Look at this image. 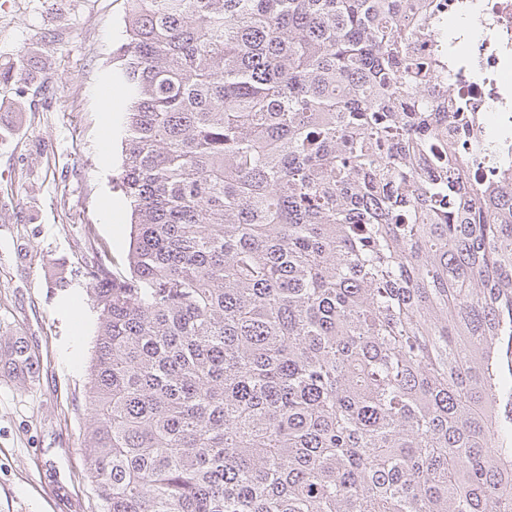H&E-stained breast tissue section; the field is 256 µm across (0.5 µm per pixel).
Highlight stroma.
<instances>
[{
    "instance_id": "obj_1",
    "label": "stroma",
    "mask_w": 512,
    "mask_h": 512,
    "mask_svg": "<svg viewBox=\"0 0 512 512\" xmlns=\"http://www.w3.org/2000/svg\"><path fill=\"white\" fill-rule=\"evenodd\" d=\"M125 16L126 0H0V336L39 358L31 383L0 380V512H102L85 477L97 314L82 274L91 230L128 270Z\"/></svg>"
}]
</instances>
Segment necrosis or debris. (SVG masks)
<instances>
[{
	"mask_svg": "<svg viewBox=\"0 0 512 512\" xmlns=\"http://www.w3.org/2000/svg\"><path fill=\"white\" fill-rule=\"evenodd\" d=\"M446 49L456 66L434 91L460 97L479 136L512 151V0H443Z\"/></svg>",
	"mask_w": 512,
	"mask_h": 512,
	"instance_id": "obj_1",
	"label": "necrosis or debris"
}]
</instances>
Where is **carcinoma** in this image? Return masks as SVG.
I'll list each match as a JSON object with an SVG mask.
<instances>
[{
    "label": "carcinoma",
    "mask_w": 512,
    "mask_h": 512,
    "mask_svg": "<svg viewBox=\"0 0 512 512\" xmlns=\"http://www.w3.org/2000/svg\"><path fill=\"white\" fill-rule=\"evenodd\" d=\"M126 2L129 273L93 241L86 271L103 512H512V168L474 179L427 92L436 0Z\"/></svg>",
    "instance_id": "cac0c4a2"
}]
</instances>
